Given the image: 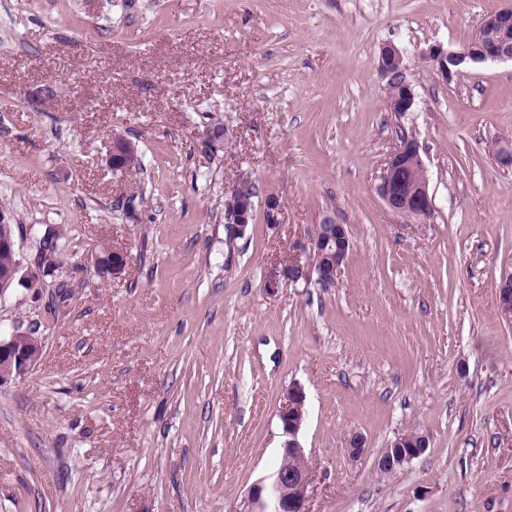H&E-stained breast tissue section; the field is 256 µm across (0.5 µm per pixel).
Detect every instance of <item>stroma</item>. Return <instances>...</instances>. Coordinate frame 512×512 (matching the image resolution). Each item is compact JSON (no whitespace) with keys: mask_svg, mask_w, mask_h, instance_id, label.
<instances>
[{"mask_svg":"<svg viewBox=\"0 0 512 512\" xmlns=\"http://www.w3.org/2000/svg\"><path fill=\"white\" fill-rule=\"evenodd\" d=\"M512 0H0V217L35 290L0 336L35 328L37 366L0 386V512H232L269 477L285 392L306 393L310 512H512V62L452 82ZM414 94L394 112L384 46ZM412 136L433 210L376 192ZM142 167L115 173L113 136ZM276 193L229 239L224 198ZM353 242L333 284L266 287L324 217ZM55 231L62 263L39 261ZM123 247L104 281L92 254ZM429 439L395 475L400 433ZM364 452L349 454L353 437ZM512 8L487 16L474 38L459 51L444 50L440 45L429 48L428 59L435 66L441 79L452 82L472 63L486 61H511ZM498 308L501 315L512 323V272H504L496 284ZM426 448H393L390 447L388 454L381 461V469L387 471L384 474H393L401 470L404 466L419 458Z\"/></svg>","mask_w":512,"mask_h":512,"instance_id":"obj_1","label":"stroma"}]
</instances>
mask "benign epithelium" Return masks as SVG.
<instances>
[{
  "instance_id": "benign-epithelium-1",
  "label": "benign epithelium",
  "mask_w": 512,
  "mask_h": 512,
  "mask_svg": "<svg viewBox=\"0 0 512 512\" xmlns=\"http://www.w3.org/2000/svg\"><path fill=\"white\" fill-rule=\"evenodd\" d=\"M512 8L497 11L487 16L478 28L474 38L459 51L445 50L439 45L429 48L428 59L435 66L441 79L451 82L460 76L472 63L486 61H511ZM400 63L403 55L392 45L385 46L380 54L379 69L389 75L390 62ZM391 110L407 112L413 104V93L404 79H399L397 91L389 95ZM129 145L117 137L113 141L109 163L113 169L123 168ZM243 188L234 189L224 201V220L232 236L243 235L253 219V206L243 198ZM376 191L385 205L401 216L414 215L421 219L428 216L433 206L429 192V179L425 164L415 139L406 138L387 160L379 177ZM281 201L279 197H265V222L275 227L280 223ZM336 249L325 252L319 248V232H314L309 246L293 248V267L301 277L309 279L318 275L320 280L330 282L343 265L351 249V238L346 225L335 228ZM128 261L123 249L107 244L92 255L95 268L106 270L113 278L122 273ZM288 266L279 264L269 271L267 287L275 291L281 284L290 281ZM25 288L40 285L37 269L23 270L22 262L11 270L0 274V298L11 290L12 284ZM498 308L501 315L512 323V272H505L496 284ZM43 353L39 336L15 329L10 336L0 338V386L20 377L33 369ZM306 395L303 388L293 385L286 391L277 411L283 442L281 451L287 458L296 461L291 469L276 470L271 479L253 483L233 508V512H309L310 489L314 483V472L309 455L299 439L306 419ZM423 448H391L381 461V469L393 474L419 458Z\"/></svg>"
}]
</instances>
